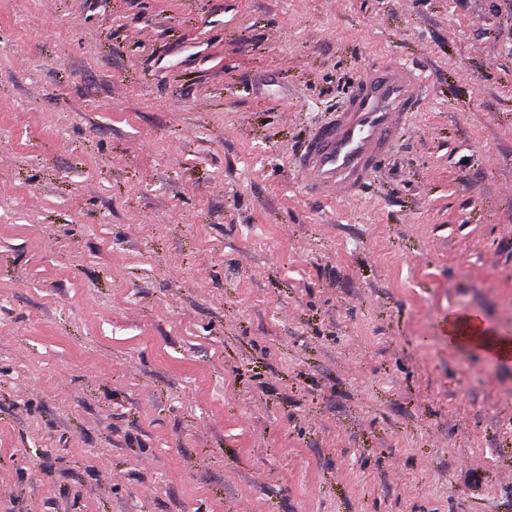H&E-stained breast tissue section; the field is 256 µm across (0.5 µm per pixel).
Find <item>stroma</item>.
<instances>
[{
  "instance_id": "obj_1",
  "label": "stroma",
  "mask_w": 512,
  "mask_h": 512,
  "mask_svg": "<svg viewBox=\"0 0 512 512\" xmlns=\"http://www.w3.org/2000/svg\"><path fill=\"white\" fill-rule=\"evenodd\" d=\"M429 83L364 192L309 127ZM512 0H0V512H512ZM463 326L465 339L474 345L492 351V353L502 359H508L512 356V338L510 336H497L483 323L482 326L468 324L467 321L459 322ZM467 324V325H465Z\"/></svg>"
}]
</instances>
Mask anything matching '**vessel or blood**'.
Returning <instances> with one entry per match:
<instances>
[{"mask_svg": "<svg viewBox=\"0 0 512 512\" xmlns=\"http://www.w3.org/2000/svg\"><path fill=\"white\" fill-rule=\"evenodd\" d=\"M426 76L394 59L379 62L292 156L306 193L326 199L362 190L417 112Z\"/></svg>", "mask_w": 512, "mask_h": 512, "instance_id": "obj_1", "label": "vessel or blood"}]
</instances>
